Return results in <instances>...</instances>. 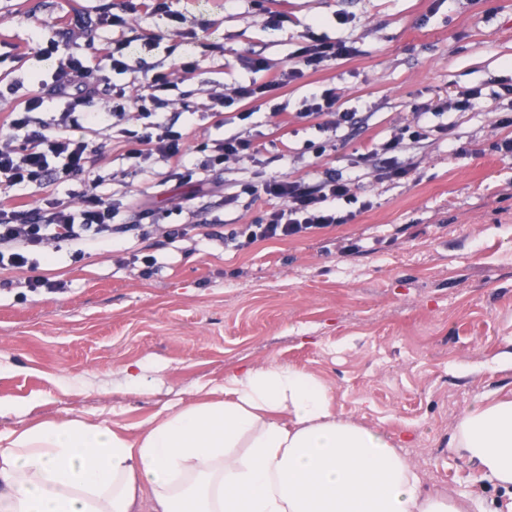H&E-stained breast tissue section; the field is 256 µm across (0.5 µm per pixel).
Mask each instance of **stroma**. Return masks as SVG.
I'll return each mask as SVG.
<instances>
[{"mask_svg": "<svg viewBox=\"0 0 512 512\" xmlns=\"http://www.w3.org/2000/svg\"><path fill=\"white\" fill-rule=\"evenodd\" d=\"M170 13L141 0H0V121L50 75L51 41L111 78L87 104L106 112L112 91L135 95L145 75L195 61L177 78L164 112L178 114L190 144L237 134L259 150L256 161L225 163L196 188L168 181L169 162L136 168L118 131L101 132L103 178L122 227L81 261L68 250L39 255V272L65 282L60 293L7 287L0 273V399L16 405L0 429L25 427L33 415H84L102 422L140 421L186 397L190 385L220 386L240 362L292 364L334 389L337 411L395 435L411 429L406 453L428 491L481 490L485 508L500 494L476 487L474 470L451 454L457 416L485 392L512 388V367L484 363L512 353V160L496 142L512 137V100L491 94L512 82V0H169ZM351 16L339 24L337 14ZM119 15L123 26L80 30L76 18ZM355 42L359 54L262 97L238 102L246 121L216 126L215 97L242 83L271 80L293 62L307 30ZM127 45L129 68L112 72L103 49ZM267 68L252 72L246 59ZM485 85L475 110L429 117L427 139L393 157L410 167L404 183L378 179L367 149L413 119L416 106ZM337 88L352 127L320 131L301 117L316 88ZM285 109L288 128L270 114ZM451 134L439 133L442 125ZM323 156H316L319 145ZM352 179L372 202L347 224L300 240L267 241L236 251L220 242L168 236L179 224H247L271 201L241 197L239 182L285 173L324 172ZM153 208L159 231L135 229ZM156 257L150 273L127 251ZM140 363L152 386L125 389L121 366Z\"/></svg>", "mask_w": 512, "mask_h": 512, "instance_id": "35a3bbf8", "label": "stroma"}]
</instances>
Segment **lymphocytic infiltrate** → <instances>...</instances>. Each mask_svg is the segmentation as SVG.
Here are the masks:
<instances>
[{
    "mask_svg": "<svg viewBox=\"0 0 512 512\" xmlns=\"http://www.w3.org/2000/svg\"><path fill=\"white\" fill-rule=\"evenodd\" d=\"M51 50L59 54L60 61L48 95L33 94L21 111L10 113L6 121L9 132L0 138V186L43 188L67 184L78 177L83 180V188L72 202L49 195L34 206L11 203L0 196V271L28 270L24 285L33 292L42 288L55 292L61 288L60 283L36 275L35 252L58 251L66 246L72 250V259L77 260L83 256L85 247L112 235L115 210L111 200L99 191L101 176L90 174L87 167L91 156L99 150L96 136L100 130L121 127L127 159L138 165L156 156L170 161V178L182 185L201 183L204 172L223 167L225 161H251L256 154L251 141L236 134L212 144L203 142L189 147L185 132L177 129L163 112L141 110L140 125L128 126L126 93L121 89L116 92L118 102L111 110L85 111V103L100 84L93 67L86 60L63 51L60 44H53ZM357 53L352 42L313 33L306 35L294 53L293 66L267 83L239 85L234 98H221L220 105L227 108L236 98H258ZM483 95L482 87L476 86L423 105L411 123L369 151V158L380 160L403 142H420L429 131L428 115L470 111ZM49 96L63 101L65 108L58 116L45 120L37 112ZM338 100L335 88L316 89L305 99L302 115L321 119L327 130L353 123L355 113L338 111ZM192 150L204 154L202 163L188 161L187 155ZM239 191L255 200L266 197L278 202L277 207L262 211L251 223L233 224L225 231V243L239 250L258 242L305 238L316 231L348 223L354 216L351 204H361L365 209L371 206L370 201L359 200L352 179L331 173L312 182L285 174L259 181L245 180L240 182Z\"/></svg>",
    "mask_w": 512,
    "mask_h": 512,
    "instance_id": "obj_1",
    "label": "lymphocytic infiltrate"
}]
</instances>
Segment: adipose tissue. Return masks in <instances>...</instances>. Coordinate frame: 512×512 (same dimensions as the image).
I'll list each match as a JSON object with an SVG mask.
<instances>
[{"instance_id": "obj_1", "label": "adipose tissue", "mask_w": 512, "mask_h": 512, "mask_svg": "<svg viewBox=\"0 0 512 512\" xmlns=\"http://www.w3.org/2000/svg\"><path fill=\"white\" fill-rule=\"evenodd\" d=\"M128 425L44 418L0 430V512H476L428 492L391 437L336 411L331 388L291 365L239 367L223 386ZM448 446L507 496L512 390L485 393Z\"/></svg>"}]
</instances>
